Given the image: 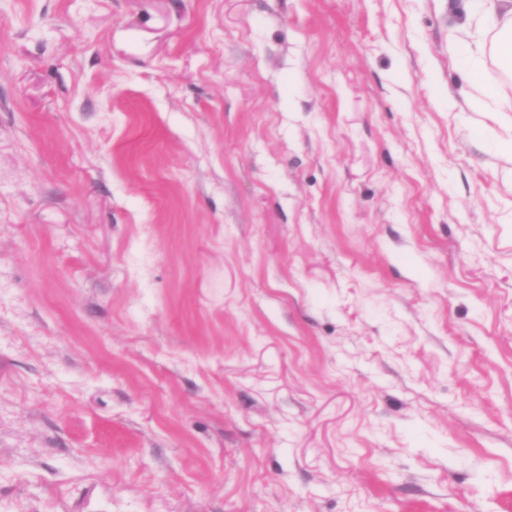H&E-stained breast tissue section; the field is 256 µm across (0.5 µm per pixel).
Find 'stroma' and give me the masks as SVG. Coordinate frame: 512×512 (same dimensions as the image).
Returning a JSON list of instances; mask_svg holds the SVG:
<instances>
[{
  "instance_id": "1",
  "label": "stroma",
  "mask_w": 512,
  "mask_h": 512,
  "mask_svg": "<svg viewBox=\"0 0 512 512\" xmlns=\"http://www.w3.org/2000/svg\"><path fill=\"white\" fill-rule=\"evenodd\" d=\"M448 0H0V512H512V112Z\"/></svg>"
}]
</instances>
